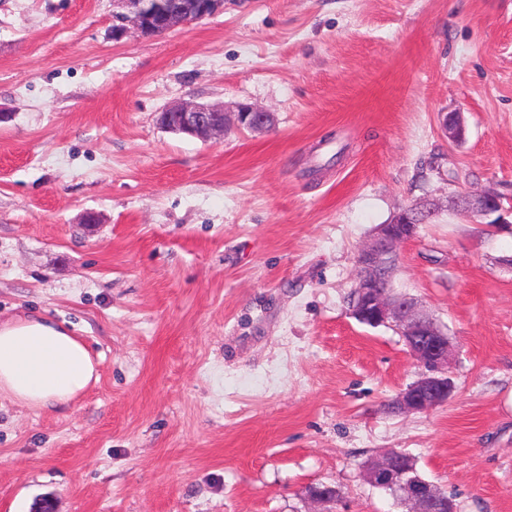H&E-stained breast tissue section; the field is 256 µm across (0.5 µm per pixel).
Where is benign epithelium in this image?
<instances>
[{
  "label": "benign epithelium",
  "mask_w": 512,
  "mask_h": 512,
  "mask_svg": "<svg viewBox=\"0 0 512 512\" xmlns=\"http://www.w3.org/2000/svg\"><path fill=\"white\" fill-rule=\"evenodd\" d=\"M120 8L115 14L119 25L114 32L124 31L131 24L144 36H160L224 10V0H113ZM272 123L270 113L241 104L229 113L217 104L179 102L158 115L162 129L178 135L219 143L232 129L262 130ZM448 139L460 142L464 125L460 116L442 118ZM468 199L462 215L497 228L512 215V205L504 206L502 198L489 191L480 194L448 195V210L459 199ZM414 207L399 213L393 223L381 224L356 258L358 279L349 306L358 322L372 326L392 327L403 337L416 361L425 369L422 377L400 393L396 409L404 413L433 410L448 402L455 385L448 374V358L454 344L417 301L409 296L387 290L394 271L397 247L416 236L417 225L411 223ZM364 478L372 487L397 495L406 512H456L454 500L441 494L436 484L418 471L415 459L403 451L391 450L370 461Z\"/></svg>",
  "instance_id": "benign-epithelium-1"
}]
</instances>
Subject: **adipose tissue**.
I'll return each mask as SVG.
<instances>
[{"mask_svg":"<svg viewBox=\"0 0 512 512\" xmlns=\"http://www.w3.org/2000/svg\"><path fill=\"white\" fill-rule=\"evenodd\" d=\"M86 344L41 315L0 323V394L34 410L69 407L97 381Z\"/></svg>","mask_w":512,"mask_h":512,"instance_id":"1","label":"adipose tissue"}]
</instances>
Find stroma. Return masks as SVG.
<instances>
[{"mask_svg":"<svg viewBox=\"0 0 512 512\" xmlns=\"http://www.w3.org/2000/svg\"><path fill=\"white\" fill-rule=\"evenodd\" d=\"M115 12L0 0V321L53 319L99 371L67 409L0 399V512H310L319 483L403 512L363 476L391 449L457 512H512V228L443 208L512 202V0H225L156 37ZM181 101L275 121L185 138L157 123ZM425 200L392 281L452 338L455 391L396 413L422 368L348 295ZM468 199V206L461 212L469 219L479 220L480 224H493L492 228H498L502 224H507L505 215L512 216V205L505 207L502 198L489 191L472 195L467 193H452L448 195V211H453L460 198Z\"/></svg>","mask_w":512,"mask_h":512,"instance_id":"stroma-1","label":"stroma"}]
</instances>
